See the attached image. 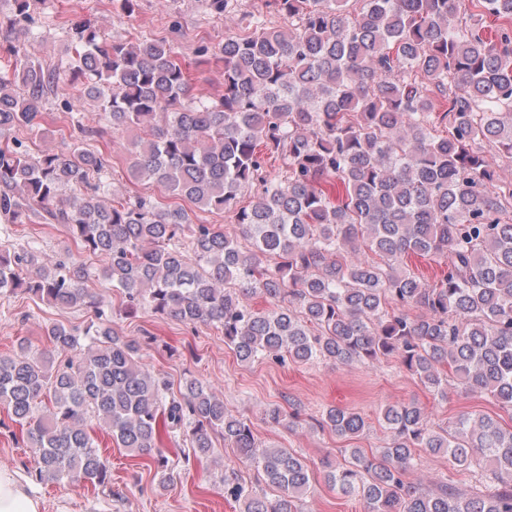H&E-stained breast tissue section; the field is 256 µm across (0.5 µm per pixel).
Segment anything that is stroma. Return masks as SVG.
<instances>
[{
  "label": "stroma",
  "instance_id": "35a3bbf8",
  "mask_svg": "<svg viewBox=\"0 0 512 512\" xmlns=\"http://www.w3.org/2000/svg\"><path fill=\"white\" fill-rule=\"evenodd\" d=\"M257 10L266 12L271 24H279L278 15L268 11L267 0H241L238 13L230 15L215 9L211 0H138L134 14L128 17L117 15L112 0H31V30L18 28L8 35L0 31V69L13 65L19 55L48 66L68 65L73 51L62 20L88 18L107 32L173 41L180 59L190 69L193 96L205 99L222 86L223 69L200 56L199 47L217 50L225 36L239 32L241 13ZM68 93V87H60L57 98L45 104L39 130H19V138L32 155L60 150L61 132L71 131L74 124L105 127L100 113L64 111ZM13 230L11 237L0 235V248L11 249L36 238L47 255L56 256L73 246L65 229L57 225L17 224ZM94 321L88 308L60 310L27 294L0 295V353L10 352L24 337L40 345V332L46 325L84 328ZM111 327L119 335L140 341L145 334L155 336V343L143 344L140 351L139 361L146 371L164 376L175 389L191 376L208 382L223 396L228 414L251 420L259 443L297 450L315 471L313 489L302 502L303 512H363L361 501L328 487L319 470L320 460L352 446L368 453L384 447L389 432L382 426L379 413L385 406L417 402L433 425H448L461 409L491 416L505 426L512 424V414L500 409L487 395L465 396L452 389L447 398L433 397L394 362L340 366L320 361L285 366L270 361L243 363L225 346L219 329L204 324L187 326L145 311L114 315ZM275 403L299 405L315 417L331 406L346 407L359 412L367 428L352 441L307 424L294 430L273 426L265 422L262 411ZM98 440L112 463V490L108 493L67 481H37L33 449L16 445L10 429L1 427L0 465L27 480L29 493L41 502V512H238L235 503L225 501L219 486L225 469H235L246 481L257 480L253 464L239 459L218 435L213 438V453L205 463L171 457L169 465L176 479L165 490L159 488V477L149 459L127 456L106 434H99Z\"/></svg>",
  "mask_w": 512,
  "mask_h": 512
}]
</instances>
